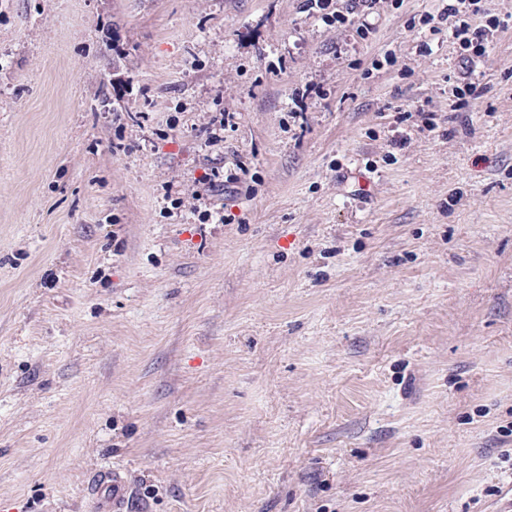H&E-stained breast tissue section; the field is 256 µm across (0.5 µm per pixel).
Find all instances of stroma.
<instances>
[{
    "instance_id": "1",
    "label": "stroma",
    "mask_w": 512,
    "mask_h": 512,
    "mask_svg": "<svg viewBox=\"0 0 512 512\" xmlns=\"http://www.w3.org/2000/svg\"><path fill=\"white\" fill-rule=\"evenodd\" d=\"M488 6L464 68L440 0L363 36L302 0H0V512H93L112 469L129 512L512 502Z\"/></svg>"
}]
</instances>
